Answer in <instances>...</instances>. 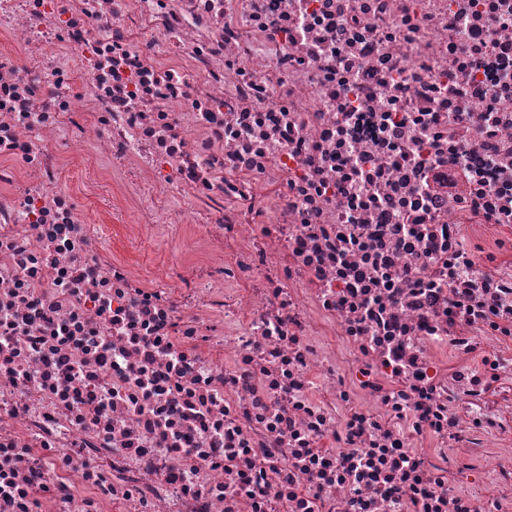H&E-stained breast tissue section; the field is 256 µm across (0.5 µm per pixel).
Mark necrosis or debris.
Wrapping results in <instances>:
<instances>
[{"mask_svg":"<svg viewBox=\"0 0 512 512\" xmlns=\"http://www.w3.org/2000/svg\"><path fill=\"white\" fill-rule=\"evenodd\" d=\"M0 512H512V0H0ZM182 242L168 238L143 240L139 245L129 248L134 256H139L140 262L151 269H157L175 252L181 250Z\"/></svg>","mask_w":512,"mask_h":512,"instance_id":"obj_1","label":"necrosis or debris"}]
</instances>
